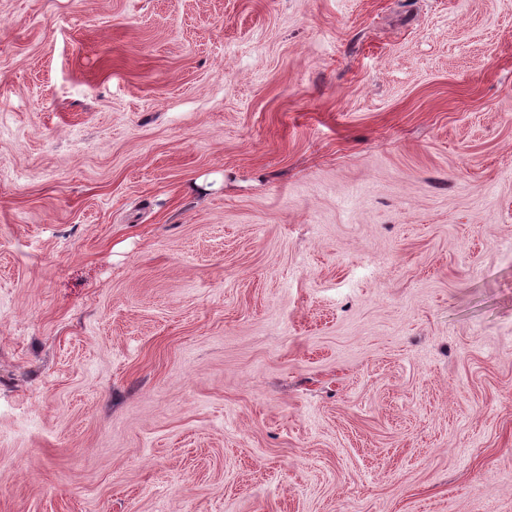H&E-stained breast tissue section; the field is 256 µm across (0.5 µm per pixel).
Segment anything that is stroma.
Instances as JSON below:
<instances>
[{"label": "stroma", "mask_w": 512, "mask_h": 512, "mask_svg": "<svg viewBox=\"0 0 512 512\" xmlns=\"http://www.w3.org/2000/svg\"><path fill=\"white\" fill-rule=\"evenodd\" d=\"M0 512H512V0H0Z\"/></svg>", "instance_id": "35a3bbf8"}]
</instances>
